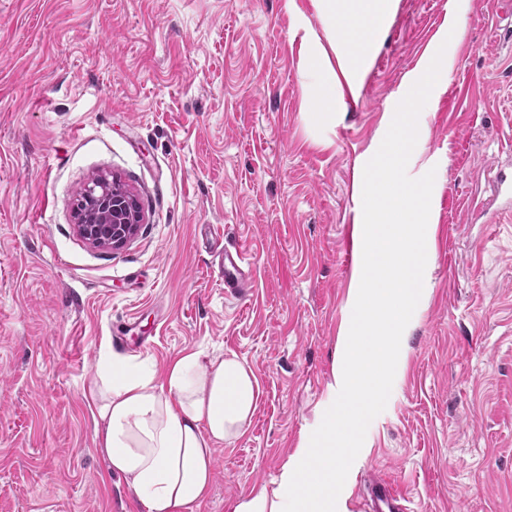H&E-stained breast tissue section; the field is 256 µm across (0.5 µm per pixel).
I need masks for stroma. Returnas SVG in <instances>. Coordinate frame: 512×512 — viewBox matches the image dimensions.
Segmentation results:
<instances>
[{"label":"stroma","instance_id":"stroma-1","mask_svg":"<svg viewBox=\"0 0 512 512\" xmlns=\"http://www.w3.org/2000/svg\"><path fill=\"white\" fill-rule=\"evenodd\" d=\"M465 14L462 37L449 20ZM312 0H0V512H141L106 469L86 398L113 326L157 371L236 354L261 395L214 452L194 512L272 494L332 400L352 315L353 174L439 47L448 71L420 113L407 173L436 177L425 292L385 410L369 425L347 512L376 474L409 512H512V213L487 223L512 162V14L503 0H395L354 106L309 109ZM136 196L113 250L78 232L93 178ZM254 286L224 293L225 249Z\"/></svg>","mask_w":512,"mask_h":512}]
</instances>
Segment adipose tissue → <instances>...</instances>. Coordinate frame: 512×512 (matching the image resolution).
I'll return each mask as SVG.
<instances>
[{
    "mask_svg": "<svg viewBox=\"0 0 512 512\" xmlns=\"http://www.w3.org/2000/svg\"><path fill=\"white\" fill-rule=\"evenodd\" d=\"M324 37L314 40L305 78L310 109L326 119L336 90L358 93L385 33L393 0H313ZM260 385L235 355L187 351L164 372L136 358L101 353L88 397L94 440L108 470L131 487L143 512H188L208 495L217 445L251 423Z\"/></svg>",
    "mask_w": 512,
    "mask_h": 512,
    "instance_id": "obj_1",
    "label": "adipose tissue"
}]
</instances>
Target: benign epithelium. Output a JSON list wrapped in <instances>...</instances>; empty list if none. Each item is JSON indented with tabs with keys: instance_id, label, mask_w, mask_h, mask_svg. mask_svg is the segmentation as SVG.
I'll return each instance as SVG.
<instances>
[{
	"instance_id": "1",
	"label": "benign epithelium",
	"mask_w": 512,
	"mask_h": 512,
	"mask_svg": "<svg viewBox=\"0 0 512 512\" xmlns=\"http://www.w3.org/2000/svg\"><path fill=\"white\" fill-rule=\"evenodd\" d=\"M77 212L80 234L95 246L114 249L131 239L141 220L135 195L125 188H112V181L107 178L85 189Z\"/></svg>"
}]
</instances>
